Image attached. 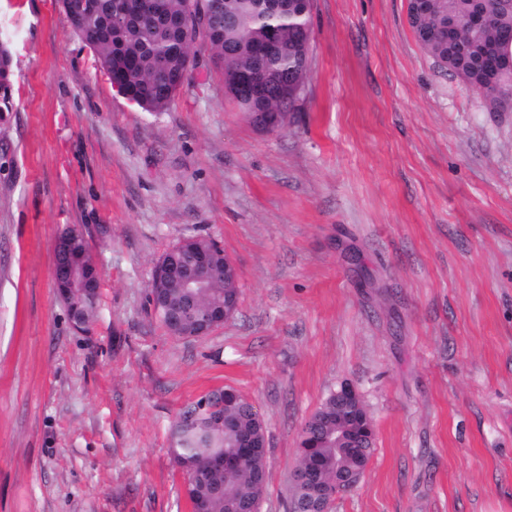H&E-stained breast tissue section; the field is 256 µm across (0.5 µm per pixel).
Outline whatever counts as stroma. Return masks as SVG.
<instances>
[{
    "label": "stroma",
    "instance_id": "stroma-1",
    "mask_svg": "<svg viewBox=\"0 0 512 512\" xmlns=\"http://www.w3.org/2000/svg\"><path fill=\"white\" fill-rule=\"evenodd\" d=\"M408 0H314L299 109L273 132L209 53L159 113L129 102L59 0H0V512H189L178 412L230 386L269 441L259 512H286L303 427L358 389L375 450L331 512H512V108L417 43ZM102 276L76 330L53 242ZM216 240L235 315L168 335L159 257ZM71 245V242L65 236H57L53 246V277L55 278L56 284L60 282H66L69 284L72 276L68 268L62 265L63 254L66 253Z\"/></svg>",
    "mask_w": 512,
    "mask_h": 512
}]
</instances>
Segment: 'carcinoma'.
<instances>
[{
    "label": "carcinoma",
    "instance_id": "1",
    "mask_svg": "<svg viewBox=\"0 0 512 512\" xmlns=\"http://www.w3.org/2000/svg\"><path fill=\"white\" fill-rule=\"evenodd\" d=\"M152 15L112 20L114 0H61L72 32L94 53L96 62L125 97L146 112H163L188 81L195 55L205 50L220 69L225 94L249 119L258 112L286 121L305 90L311 59L313 0H162ZM488 23L479 32L467 24L477 6ZM408 20L421 47L443 70L461 78L492 109L512 107V79L486 77V57L512 53V0H408ZM8 58L0 53V102L10 104ZM263 74L288 76V91L264 98L237 95L238 85ZM83 287L65 306L72 323L87 328L100 300L101 275L85 238L75 237ZM210 252L214 275L190 290L180 277L164 274L163 265L192 271V259ZM229 258L209 237L194 236L167 248L156 264L148 302L172 336H197L199 316L224 307L233 316L239 302L238 280L224 275ZM336 391L306 421L300 464L315 468L318 481L291 490L289 512H306L323 492L345 476L363 474L373 452L366 408L342 419ZM174 462L198 474L184 482L186 499L206 512H251L266 487L267 434L253 405L231 387L217 388L177 417L169 448ZM244 452L241 468L211 469L215 457ZM223 494H214V486Z\"/></svg>",
    "mask_w": 512,
    "mask_h": 512
}]
</instances>
